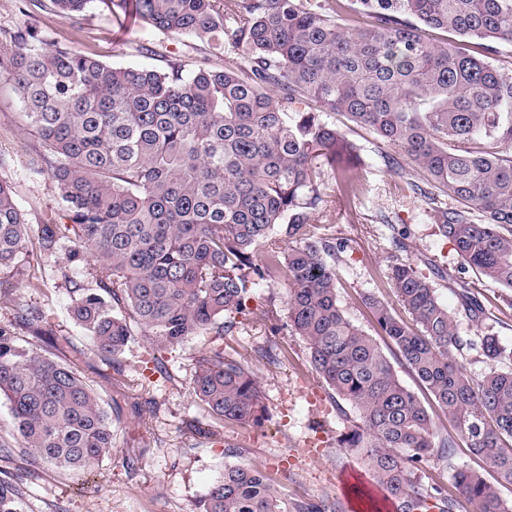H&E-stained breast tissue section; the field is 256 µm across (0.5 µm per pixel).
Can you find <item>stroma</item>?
<instances>
[{"label":"stroma","mask_w":512,"mask_h":512,"mask_svg":"<svg viewBox=\"0 0 512 512\" xmlns=\"http://www.w3.org/2000/svg\"><path fill=\"white\" fill-rule=\"evenodd\" d=\"M32 26L51 42L66 43L107 64L149 66L160 70L177 63L184 71L203 64L240 65L241 51L213 49L188 37L164 34L140 25L121 10L98 5L81 14L22 11L19 0H0V28ZM152 47L151 55L139 51ZM21 107L11 85L0 78V178L9 182L30 225L42 222L55 204V188L46 176L30 173L28 153L34 141L20 117ZM330 123L348 129L361 148L368 192L353 214L332 225L330 232L347 239L349 247L337 266L338 296L350 320L377 343L400 380L409 388L417 383L385 336L379 335L372 313L363 299L375 295L393 300L385 272L392 247L388 231L378 224L379 213L399 215L410 251L424 254L455 272L460 260L449 242L436 236L433 225L421 216L418 204L405 198L387 166V151L368 130L348 127L346 119L329 115ZM72 248L62 241L54 252L44 253L30 243L19 255L14 271L0 272V325L12 326L20 345L30 336L14 323L17 303L44 312L57 346L43 345V353L75 365L101 396L106 407L120 405L113 427L116 444L86 474L74 477L53 467L21 459L9 463L26 487L24 512H196L199 499L222 474L225 465L257 466L279 478L289 501L329 499L340 506L353 505L352 485L367 486L363 459L337 447L336 437L347 421L336 413L332 392L311 369L304 341L288 330L270 333L255 315L269 301L284 305V289L263 283L253 290L251 315L224 336H192L175 346L153 344L144 338L129 343L120 370L100 361L86 332L73 320L69 308L78 288L95 285L96 268L80 267L72 280L60 270L68 264ZM40 281L27 287L28 278ZM440 297L455 311L461 336L493 330L500 343L512 348V292L487 283L479 286V300L496 315L493 326L470 321L460 310L455 288L439 281ZM276 344L278 360L265 357ZM223 350L225 357L241 362L260 379L268 407L263 427L244 430L228 427L209 435L210 418L192 393L195 360L200 350ZM485 470L486 464L459 445L453 457H431L423 466L429 485L452 489L455 466Z\"/></svg>","instance_id":"obj_1"}]
</instances>
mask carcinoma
I'll list each match as a JSON object with an SVG mask.
<instances>
[{"label":"carcinoma","mask_w":512,"mask_h":512,"mask_svg":"<svg viewBox=\"0 0 512 512\" xmlns=\"http://www.w3.org/2000/svg\"><path fill=\"white\" fill-rule=\"evenodd\" d=\"M94 0H23L39 10L80 13ZM118 0L124 13L163 33L244 47L245 65L167 71L106 64L33 27L0 29V75L40 146L29 169L48 176L57 206L38 225L51 252L69 237L71 263L100 266L94 288L77 289L72 314L98 358L122 374L119 357L145 336L177 345L222 336L248 313L254 286L277 283L285 313L261 321L305 341L311 367L352 422L336 447L357 452L383 501L412 512L434 499L457 512H512L500 487L512 485V348L497 336L464 338L433 280L407 254V230L381 214L394 246L388 278L410 320L367 298L378 331L398 349L430 402L454 425L438 432L376 340L346 315L336 263L347 244L327 234L343 207L364 193L361 146L322 119L338 113L369 130L401 190L420 203L436 235L462 259L461 307L488 319L472 289L512 290V71L487 56L512 45V0ZM456 36L446 42L430 30ZM483 42L485 56L466 44ZM295 104L305 112L288 116ZM30 227L11 186L0 179V269L25 249ZM471 271L476 281L462 274ZM15 321L35 339L48 334L40 310L19 303ZM508 363L480 381L453 351ZM193 394L225 426L260 427L261 382L224 353L196 360ZM0 398L16 442H0V462L46 463L74 475L114 447L112 417L71 365L16 343L0 327ZM492 479L458 467L457 495L424 484L422 464L448 459L458 441ZM19 477L0 469V512H23ZM339 512L321 499L288 505L272 476L227 465L197 512Z\"/></svg>","instance_id":"carcinoma-1"}]
</instances>
